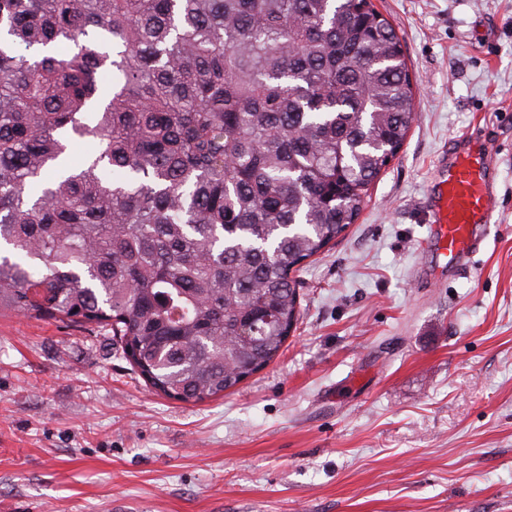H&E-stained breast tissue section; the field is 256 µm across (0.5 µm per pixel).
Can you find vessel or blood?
<instances>
[{
  "label": "vessel or blood",
  "instance_id": "1",
  "mask_svg": "<svg viewBox=\"0 0 512 512\" xmlns=\"http://www.w3.org/2000/svg\"><path fill=\"white\" fill-rule=\"evenodd\" d=\"M492 194L484 153L470 147L455 151L436 183L431 208L430 235L447 265L458 266L483 246L480 230L491 221Z\"/></svg>",
  "mask_w": 512,
  "mask_h": 512
}]
</instances>
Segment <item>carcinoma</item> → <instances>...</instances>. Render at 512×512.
Instances as JSON below:
<instances>
[{"label":"carcinoma","instance_id":"1","mask_svg":"<svg viewBox=\"0 0 512 512\" xmlns=\"http://www.w3.org/2000/svg\"><path fill=\"white\" fill-rule=\"evenodd\" d=\"M413 100L373 0H0V309L220 396L281 354L294 273L356 222Z\"/></svg>","mask_w":512,"mask_h":512}]
</instances>
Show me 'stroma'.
Masks as SVG:
<instances>
[{
	"label": "stroma",
	"instance_id": "35a3bbf8",
	"mask_svg": "<svg viewBox=\"0 0 512 512\" xmlns=\"http://www.w3.org/2000/svg\"><path fill=\"white\" fill-rule=\"evenodd\" d=\"M414 122L298 272L283 354L232 393H155L102 329L0 312V512H512V0H374ZM488 148L496 209L440 269L427 197Z\"/></svg>",
	"mask_w": 512,
	"mask_h": 512
}]
</instances>
